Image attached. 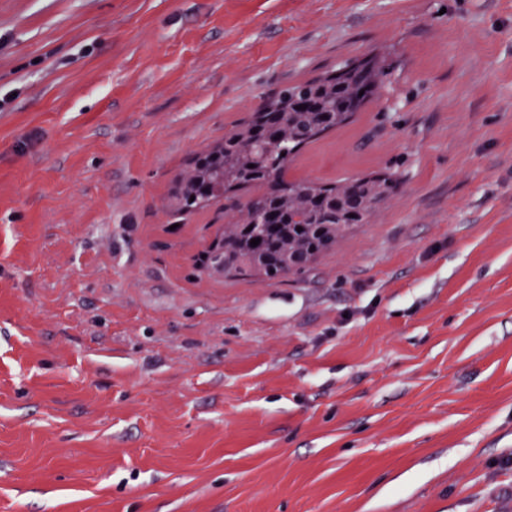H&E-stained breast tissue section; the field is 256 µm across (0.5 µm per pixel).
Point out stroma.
I'll return each instance as SVG.
<instances>
[{"label": "stroma", "instance_id": "1", "mask_svg": "<svg viewBox=\"0 0 512 512\" xmlns=\"http://www.w3.org/2000/svg\"><path fill=\"white\" fill-rule=\"evenodd\" d=\"M371 57L287 178L394 193L206 268L176 177ZM0 512H512V0H0Z\"/></svg>", "mask_w": 512, "mask_h": 512}]
</instances>
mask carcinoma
I'll return each mask as SVG.
<instances>
[{
	"label": "carcinoma",
	"instance_id": "cac0c4a2",
	"mask_svg": "<svg viewBox=\"0 0 512 512\" xmlns=\"http://www.w3.org/2000/svg\"><path fill=\"white\" fill-rule=\"evenodd\" d=\"M384 73L380 59L348 60L276 91L222 142L194 156L171 199L178 214L217 203L224 208V233L211 243L203 264L221 251L224 273L248 271L275 280L304 271L344 231L368 223L395 185L391 176L321 185L289 181L286 172L302 146L363 109ZM255 238L260 243L253 247Z\"/></svg>",
	"mask_w": 512,
	"mask_h": 512
}]
</instances>
